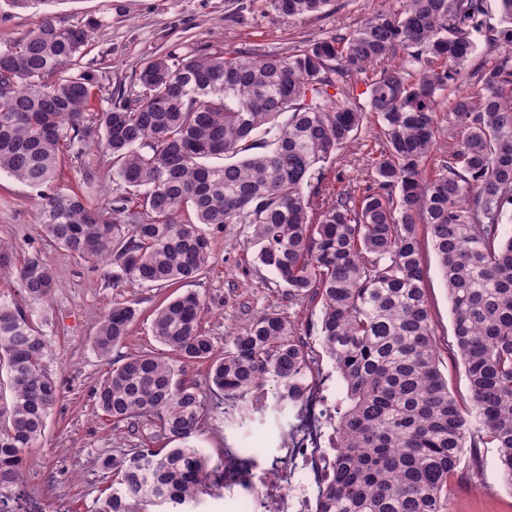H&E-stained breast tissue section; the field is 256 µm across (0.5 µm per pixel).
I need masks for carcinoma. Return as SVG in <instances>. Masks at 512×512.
I'll return each instance as SVG.
<instances>
[{"label":"carcinoma","mask_w":512,"mask_h":512,"mask_svg":"<svg viewBox=\"0 0 512 512\" xmlns=\"http://www.w3.org/2000/svg\"><path fill=\"white\" fill-rule=\"evenodd\" d=\"M331 2L269 0L287 17ZM489 2L406 0L286 54L154 56L139 70V91L116 88L101 112L91 111L98 75L77 68L99 21L59 27L46 18L0 50V174L37 192L47 237L79 258L112 259L114 288H174L207 269V230L249 224L257 261L290 295L320 301L322 343L346 395L336 420L342 453L319 512H447L464 448L473 475L480 449H497L512 485V234L502 233L512 215V0H495L497 25L486 22ZM479 39L507 49L470 70ZM398 53L403 66L368 85L383 135L373 178L356 195L313 201L312 175L365 118L340 95L343 84ZM447 90L458 138L428 179L436 98ZM91 145L112 156V181L124 188L106 208L58 187L65 157ZM419 224L448 288L467 407L441 371ZM0 270L13 271L20 296L0 300V399L10 394L0 406V512H10L25 455L60 397L47 339L23 303L47 301L57 282L39 252L16 267L1 241ZM202 313L190 293L158 308L152 333L169 358H112L137 319L131 305L116 302L99 321L92 347L110 370L97 404L117 424L151 426L154 438L101 461L95 512L197 507L221 477L197 444L203 422L226 405L303 401L312 358L292 321L261 312L217 356ZM185 363L207 366L210 397L180 378ZM160 438L176 446H154Z\"/></svg>","instance_id":"carcinoma-1"}]
</instances>
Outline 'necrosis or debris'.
I'll list each match as a JSON object with an SVG mask.
<instances>
[{
  "label": "necrosis or debris",
  "instance_id": "necrosis-or-debris-1",
  "mask_svg": "<svg viewBox=\"0 0 512 512\" xmlns=\"http://www.w3.org/2000/svg\"><path fill=\"white\" fill-rule=\"evenodd\" d=\"M324 381L311 382L298 421L273 451L228 448L220 487L224 512H316L335 471V417L322 408Z\"/></svg>",
  "mask_w": 512,
  "mask_h": 512
}]
</instances>
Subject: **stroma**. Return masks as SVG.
<instances>
[{"label": "stroma", "mask_w": 512, "mask_h": 512, "mask_svg": "<svg viewBox=\"0 0 512 512\" xmlns=\"http://www.w3.org/2000/svg\"><path fill=\"white\" fill-rule=\"evenodd\" d=\"M404 0H333L323 13L284 17L268 0H40L26 9L0 0V48L34 30L43 19L71 27L97 18L101 28L83 65L99 72L101 92L94 110L107 106L117 87L136 90V76L150 57L171 50L288 52L327 35L349 33L381 11H398ZM380 126L368 113L358 132L335 158L310 180L306 193L320 199L334 192L362 186L371 172L370 157L379 145ZM61 188L82 194L98 207L109 206L117 190L112 182L109 155L88 151L68 161ZM247 224H227L209 237L212 264L196 280L180 286L205 304L202 328L216 353H223L229 336L256 314L275 312L293 320L306 336L316 359L314 369L333 373L320 330V305L290 297L287 288L258 263ZM0 240L13 244L16 258L40 252L54 271L58 288L46 303L28 306L33 319L46 320L51 344L49 369L60 384V398L46 420L43 436L28 453L21 495L14 512H92L101 493L102 458L132 452L146 443L152 430L131 433L107 421L96 405L95 391L109 366L92 348V337L113 302L138 309L140 318L117 354L163 353L151 332L155 310L169 296L166 288H150L134 281L113 287L106 265L70 255L42 232L38 198L26 185L0 175ZM426 295L440 347L441 369L448 387L460 401H468L465 369L452 349V313L448 290L428 234H421ZM296 421L294 409L276 413L243 406L232 416L210 419L201 427L199 444L213 460L225 448L272 447L274 440ZM480 476L462 471L448 486V512H512V487L505 485L497 451L482 449Z\"/></svg>", "instance_id": "1"}]
</instances>
